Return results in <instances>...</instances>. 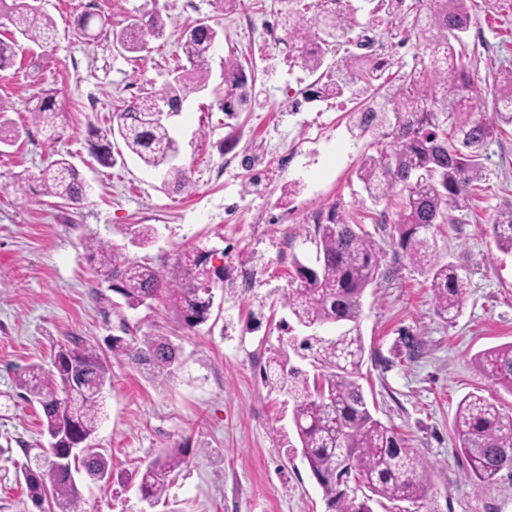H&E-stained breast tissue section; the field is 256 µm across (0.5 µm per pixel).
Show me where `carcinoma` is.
Segmentation results:
<instances>
[{
	"label": "carcinoma",
	"mask_w": 512,
	"mask_h": 512,
	"mask_svg": "<svg viewBox=\"0 0 512 512\" xmlns=\"http://www.w3.org/2000/svg\"><path fill=\"white\" fill-rule=\"evenodd\" d=\"M473 0H375L364 20L346 3L328 9L321 3L301 7V0H280L288 38V62L312 73L320 70L331 47L354 40L355 29L393 34L395 25L410 22V33L422 41L427 62L397 74L398 85L384 97L377 131L386 143L362 158L355 171L373 204H396L395 245L409 263L426 276L438 315L452 321L468 295V281L456 266L437 254L439 225L454 223L451 212L468 206L479 190L482 158L487 145L512 127V69L499 73L493 98L471 69L464 36L471 21ZM0 18L7 20L25 40L40 47L50 44L55 23L30 5L29 0H0ZM165 22L152 15L119 32L122 49L145 50L146 35H163ZM218 38L206 20H198L181 33L179 48L185 63L164 88L143 90L112 115V126L94 128L92 154L111 167L112 138L119 136L128 154L147 168H165L178 191L191 188L188 171L174 163L179 146L163 112L181 111L183 101L209 86V58ZM14 38L0 39V71L11 68L18 55ZM384 67L374 58L348 53L323 73L326 78L313 96L326 100L379 89L376 81ZM252 70L232 54L224 58V78L212 93L220 98L224 114L232 119L251 105ZM32 122L48 139L60 137L63 111L55 97L38 99ZM36 182L41 193L73 204L85 187L79 171L60 154L42 169ZM317 264L294 261L292 280L297 286L285 296L283 306L302 336H290L269 360L261 378L293 401L292 423L303 459L316 478L328 512H372L368 502H424L432 490L431 466L395 431L371 414L359 383L365 357L360 333L362 298L373 283L378 266L375 243L331 208L328 221L316 228ZM493 237L498 250L512 253V203L497 211ZM96 272L125 304L136 309L163 298L184 323L196 327L211 314L213 289L223 276L208 267L202 251L185 254L179 261L183 275L168 280L158 269L130 258L122 250L90 239L84 244ZM339 324L341 331L324 336L320 329ZM135 365L159 381L179 367L180 348L166 336H114L102 350L92 342L60 344L50 363L30 365L17 378V387L42 408L48 437L50 468L25 478L32 501H48L53 512H84L72 463L80 460L87 473L100 481L112 480V470L94 448L71 454L72 445L95 434L103 409V395L83 389L104 388L109 380V360ZM307 361L309 372L298 362ZM476 363L493 384L512 395V343L480 352ZM460 456L469 476L491 482L507 471L512 475V413H505L493 397L476 391L458 404L454 422ZM187 461V450L169 448L136 472L138 490L146 501L166 497L170 476Z\"/></svg>",
	"instance_id": "cac0c4a2"
}]
</instances>
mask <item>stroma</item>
Segmentation results:
<instances>
[{"label": "stroma", "instance_id": "35a3bbf8", "mask_svg": "<svg viewBox=\"0 0 512 512\" xmlns=\"http://www.w3.org/2000/svg\"><path fill=\"white\" fill-rule=\"evenodd\" d=\"M109 16L97 41L76 36L72 22L88 2ZM41 0L56 24L53 42L21 44L15 65L0 74V104L21 130L0 148V512H40L28 497L27 469L46 443L42 409L16 385L33 362L58 343L101 342L110 336L172 337L182 365L165 383L123 363L110 366L104 415L93 443L116 477L107 484L74 475L87 512H143L135 472L166 448H186L189 460L173 474L164 504L154 512H326L322 491L293 440L292 403L267 388L261 369L280 346L288 320L281 301L291 287L293 259L316 262L314 210L339 208L380 249L379 269L363 296L360 329L366 355L362 380L375 418L395 428L431 465L433 512H512V475L490 483L469 479L457 453L452 422L458 403L481 391L512 412V395L476 366V355L512 342V254L497 249L491 219L512 201V131L492 142L483 159L482 190L459 211L458 223L440 225L441 256L468 280L469 293L455 321L436 312L429 284L398 255L394 208L368 199L354 172L377 146L374 135L338 127L335 101L288 110L314 77L289 66L285 47L264 44L261 25L276 17L278 0H242L224 14L214 0ZM157 14L162 37H148L134 56L112 45V32L134 17ZM465 37L472 69L483 86L512 69V0L478 6ZM208 19L220 33L211 58V87L191 94L171 120L179 163L193 188L179 192L163 173L131 156L100 166L89 152L88 129L104 127L144 83L163 88L179 65L182 29ZM235 53L255 73L249 110L227 119L211 92L223 81L224 56ZM54 94L66 113L60 139L32 123L38 97ZM236 132L239 141L224 149ZM298 146L292 169L279 172V151ZM69 155L88 183L80 205L14 191L15 179L36 176L57 154ZM265 165L254 180L238 159ZM295 182L289 220L272 222L281 189ZM239 221H224L227 205ZM148 224L153 239L132 245ZM95 237L125 249L130 258L177 277L182 251L208 252L224 271L209 320L187 328L163 301L127 308L98 278L83 243ZM420 343L409 355L406 335Z\"/></svg>", "mask_w": 512, "mask_h": 512}]
</instances>
